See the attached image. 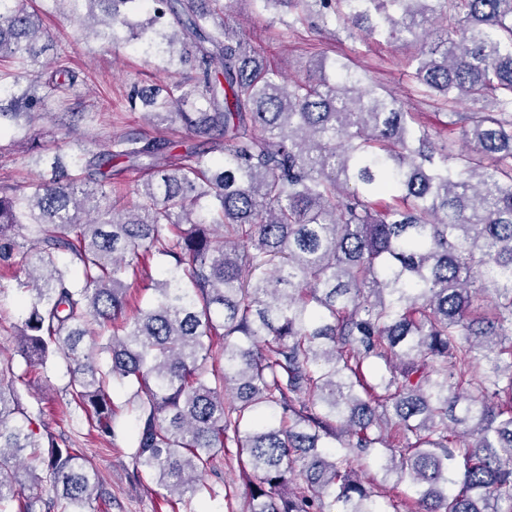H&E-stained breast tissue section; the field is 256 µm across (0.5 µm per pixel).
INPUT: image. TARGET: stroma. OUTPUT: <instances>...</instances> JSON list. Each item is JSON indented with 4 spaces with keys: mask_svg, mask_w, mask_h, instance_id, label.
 <instances>
[{
    "mask_svg": "<svg viewBox=\"0 0 512 512\" xmlns=\"http://www.w3.org/2000/svg\"><path fill=\"white\" fill-rule=\"evenodd\" d=\"M27 5L43 16L50 44L47 59L64 63L79 75L70 107L77 114L74 126L78 134L84 135L86 145L131 131L166 140L176 148L190 143L188 131L173 118L165 116L148 123L142 119V110L131 109L128 104L131 90L149 92L169 89L180 82L186 84L190 72L164 69L162 61L147 58L136 45L114 44L94 34L82 36L69 11L53 5L51 0H27ZM227 13L242 36L288 79L304 77L306 63L319 56L351 58L383 90L403 101L409 111L420 113L431 132L460 138V128L446 125V107L422 99L407 80L404 69L411 48L355 42L335 23L313 28L263 9L255 0H230ZM49 171V166L33 165L32 156L20 145L16 131L0 129V185L20 186L38 173ZM22 306L23 295L16 278L0 267V360H11L15 374L26 377L25 382L15 385L23 410L41 419L57 440L80 449L93 461L102 487L112 496L111 512H170L162 488L133 477L134 414L129 390L119 386L113 389V402L118 409L114 436L91 434L84 413L68 404L64 363L51 361L46 367L30 368L17 355ZM216 468L214 481L222 488L220 496L192 501L186 512H246L248 487L235 449H226L224 456L217 458Z\"/></svg>",
    "mask_w": 512,
    "mask_h": 512,
    "instance_id": "stroma-1",
    "label": "stroma"
}]
</instances>
